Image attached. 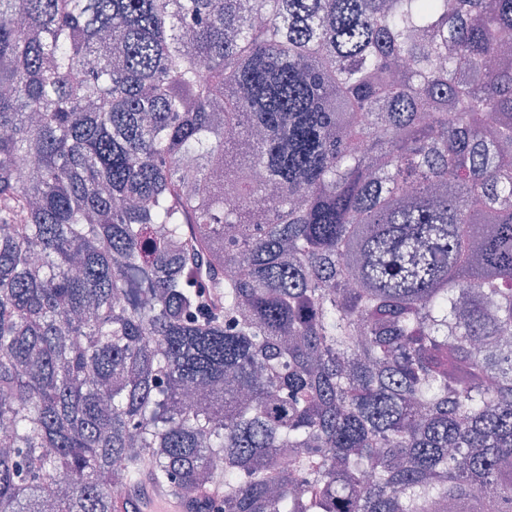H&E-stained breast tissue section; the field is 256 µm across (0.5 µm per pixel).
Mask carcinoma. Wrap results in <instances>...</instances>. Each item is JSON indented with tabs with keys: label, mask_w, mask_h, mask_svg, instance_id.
Masks as SVG:
<instances>
[{
	"label": "carcinoma",
	"mask_w": 512,
	"mask_h": 512,
	"mask_svg": "<svg viewBox=\"0 0 512 512\" xmlns=\"http://www.w3.org/2000/svg\"><path fill=\"white\" fill-rule=\"evenodd\" d=\"M511 335L512 0H0V512H512ZM168 506L169 508H163ZM198 502L174 501L161 487L144 478L119 503V512H196Z\"/></svg>",
	"instance_id": "cac0c4a2"
}]
</instances>
